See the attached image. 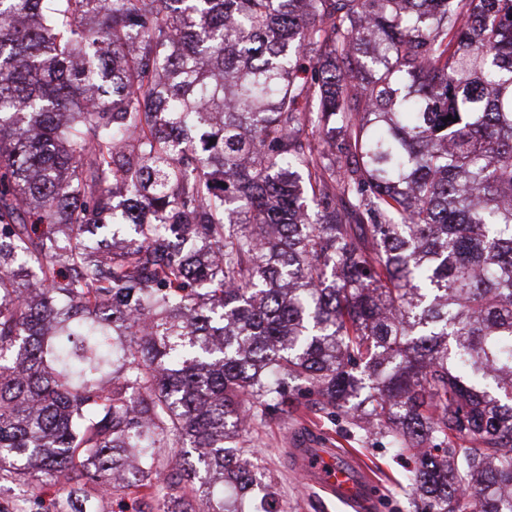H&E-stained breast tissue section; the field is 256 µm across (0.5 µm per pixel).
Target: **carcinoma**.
I'll list each match as a JSON object with an SVG mask.
<instances>
[{
	"mask_svg": "<svg viewBox=\"0 0 512 512\" xmlns=\"http://www.w3.org/2000/svg\"><path fill=\"white\" fill-rule=\"evenodd\" d=\"M301 405L512 512V0H0V481L242 512Z\"/></svg>",
	"mask_w": 512,
	"mask_h": 512,
	"instance_id": "1",
	"label": "carcinoma"
}]
</instances>
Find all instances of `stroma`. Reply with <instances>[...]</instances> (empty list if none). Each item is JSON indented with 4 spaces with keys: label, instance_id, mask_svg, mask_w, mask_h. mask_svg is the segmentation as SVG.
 <instances>
[{
    "label": "stroma",
    "instance_id": "1",
    "mask_svg": "<svg viewBox=\"0 0 512 512\" xmlns=\"http://www.w3.org/2000/svg\"><path fill=\"white\" fill-rule=\"evenodd\" d=\"M302 439L337 451L360 473L371 475L379 493L375 512H416L405 461L396 456L386 440L344 418L334 419L315 409L300 415L272 416L254 426L248 436L253 469L262 484L272 486L282 512H352L296 474L294 449Z\"/></svg>",
    "mask_w": 512,
    "mask_h": 512
}]
</instances>
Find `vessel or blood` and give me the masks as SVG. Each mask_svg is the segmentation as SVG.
<instances>
[{
  "label": "vessel or blood",
  "mask_w": 512,
  "mask_h": 512,
  "mask_svg": "<svg viewBox=\"0 0 512 512\" xmlns=\"http://www.w3.org/2000/svg\"><path fill=\"white\" fill-rule=\"evenodd\" d=\"M295 460L299 474L307 482L321 487L340 502L355 508L371 504L364 481L349 465L329 461L324 449L300 446Z\"/></svg>",
  "instance_id": "1"
}]
</instances>
